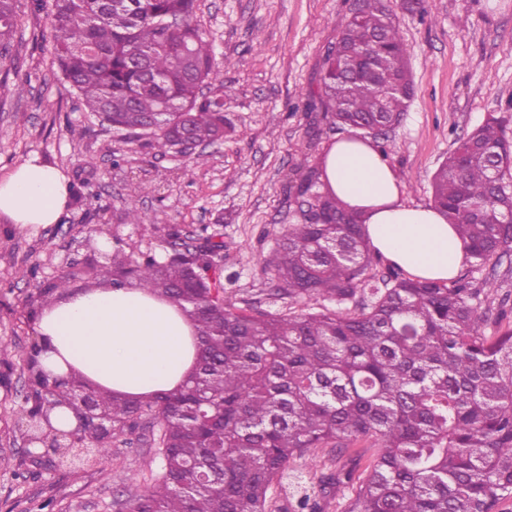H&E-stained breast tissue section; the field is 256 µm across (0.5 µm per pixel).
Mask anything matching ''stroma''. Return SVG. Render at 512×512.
Returning <instances> with one entry per match:
<instances>
[{
	"label": "stroma",
	"mask_w": 512,
	"mask_h": 512,
	"mask_svg": "<svg viewBox=\"0 0 512 512\" xmlns=\"http://www.w3.org/2000/svg\"><path fill=\"white\" fill-rule=\"evenodd\" d=\"M393 5L409 51L414 95L389 130V161L407 203L432 200V178L459 137L489 115L512 114V0H403ZM351 0H197L196 19L217 58H229L224 104L234 131L201 156L126 142L81 111L53 54L46 0H15L18 27L0 79L20 94L0 99V177L31 156L58 168L71 196L62 220L20 227L0 216V512H128L129 493L160 470L158 428L142 418L113 438L108 456L50 471L30 469L21 412L28 386L26 354L36 341L34 301L60 275L70 291L91 285L111 252L165 254L168 231L194 240L199 230L224 243L227 303L287 310L266 268L293 220L285 195L299 166L318 162L339 139L332 114L310 110L328 49ZM121 156L113 167V156ZM148 193L131 198L129 187ZM142 214L127 223L130 207ZM374 454L354 440L342 455L319 448L292 459L289 470L316 485L324 474L365 477Z\"/></svg>",
	"instance_id": "obj_1"
}]
</instances>
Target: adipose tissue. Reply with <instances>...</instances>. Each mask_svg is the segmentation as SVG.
<instances>
[{
  "instance_id": "ef3b65f1",
  "label": "adipose tissue",
  "mask_w": 512,
  "mask_h": 512,
  "mask_svg": "<svg viewBox=\"0 0 512 512\" xmlns=\"http://www.w3.org/2000/svg\"><path fill=\"white\" fill-rule=\"evenodd\" d=\"M325 171L330 189L361 214L376 252L417 278L459 275L466 254L454 226L434 204L404 201L388 157L348 136L329 150ZM67 198L64 176L36 157L0 178V215L23 228L59 223ZM36 332L46 372L79 375L130 399L173 390L194 368L192 322L177 304L138 286L88 288L53 300L41 309Z\"/></svg>"
}]
</instances>
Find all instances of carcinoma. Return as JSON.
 <instances>
[{"mask_svg": "<svg viewBox=\"0 0 512 512\" xmlns=\"http://www.w3.org/2000/svg\"><path fill=\"white\" fill-rule=\"evenodd\" d=\"M195 0H52L55 61L92 112L134 143L160 151L185 136L211 143L232 129L224 68L194 19ZM14 0H0V60L16 32ZM309 107L365 134L401 121L414 93L408 49L384 0H362L341 23ZM223 94L204 99L203 87ZM490 115L459 140L433 177V204L455 226L469 273L449 282L391 273L371 282L360 218L322 180L324 163L296 170L286 192L298 215L268 266L276 295L297 310L237 308L218 296L224 268L211 251L112 250L101 276L178 304L197 332V362L179 388L129 400L73 376L42 380L33 406L76 409L88 389L112 435L86 424L77 441L109 454L112 436L142 416L160 419L161 471L131 495V512H266L288 463L315 448L369 437L378 448L351 485L350 512H496L512 497V331L487 336L495 284L474 274L512 254V139ZM58 277L39 294L67 292ZM313 301L311 307L307 302Z\"/></svg>", "mask_w": 512, "mask_h": 512, "instance_id": "cac0c4a2", "label": "carcinoma"}]
</instances>
